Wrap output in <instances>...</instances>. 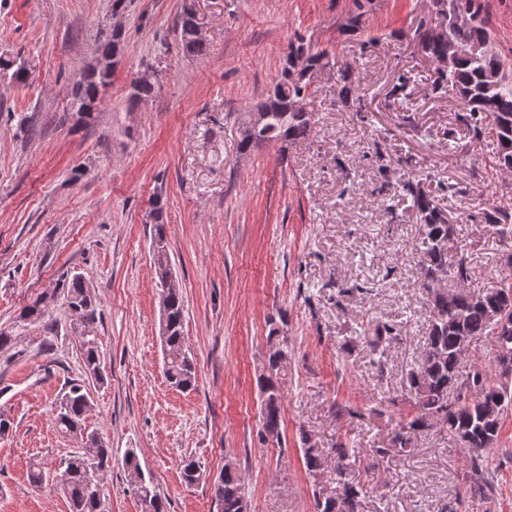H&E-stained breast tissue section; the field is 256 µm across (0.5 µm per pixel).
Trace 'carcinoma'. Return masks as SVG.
I'll return each mask as SVG.
<instances>
[{
  "instance_id": "carcinoma-1",
  "label": "carcinoma",
  "mask_w": 512,
  "mask_h": 512,
  "mask_svg": "<svg viewBox=\"0 0 512 512\" xmlns=\"http://www.w3.org/2000/svg\"><path fill=\"white\" fill-rule=\"evenodd\" d=\"M484 0H433L435 13L442 18L446 38H426L417 29L414 38L436 69L433 86L436 90L451 89L465 105L460 117L469 134L475 138L486 135L495 142L494 165L499 170L512 169V70L507 68L494 49ZM357 13L342 25L343 32L356 35L364 31L363 2L356 0ZM458 14L469 15L472 22L457 23ZM182 49L189 55L203 53L204 44L196 34L193 9L183 10L178 21ZM122 31L115 27L110 36L99 42L95 53L102 65L88 70L73 83L69 93L70 111L84 114L80 122L88 125L94 119L101 103L100 94L111 83L112 73L121 51ZM303 69L320 65L328 52L303 36L288 45L278 80L255 110L268 114L257 129L239 134V148L246 153L264 142L294 144L309 136L311 113L294 109L307 91L304 75L294 69L292 59ZM0 68L12 71L11 77L19 83L28 79V69L22 62L5 60ZM157 78L141 74L132 80L133 98L137 101L152 95ZM336 84L338 98L348 107L361 101L358 86L352 74L340 71ZM402 200L409 202L415 213L422 249L417 270L424 290L428 328L420 354L407 370L404 389L410 399L401 429L389 440V446L377 449L386 455H400L410 451L411 435L417 431L437 429L450 443L464 449L470 462V490L486 494L492 490L485 476V458L497 447L503 416L512 411V366L502 371L504 359L512 362V273L501 277L499 285L483 294L471 293L466 283L471 276V255L462 248L456 225L433 197L421 187V182H403L399 185ZM165 203L157 195L150 213L153 224L154 271L159 291L164 293L168 333L164 346V374L171 384L189 390L196 384V371L186 348L183 333L184 300L180 289L164 288V277L170 260L164 231ZM484 220L497 227L500 240L512 242V213L495 208L484 213ZM455 289L447 288L448 282ZM63 299L68 328L82 342L86 375L95 381L103 380V371L94 339L88 336L89 327L98 317V306L90 285L79 273L60 281L56 288L38 297L21 312L25 321L37 324L46 341L57 335V321L45 312L58 299ZM267 336L266 371L258 374L257 386L261 397V421L257 437L265 434L281 437V408L283 394L278 377L287 367L290 349L286 331L270 320ZM393 328L386 322L363 324L358 339L377 356L376 364L383 367L385 352L392 339ZM492 338L494 355L487 364L465 365V345L475 339ZM92 401L85 382L72 381L53 413L54 425L67 437L79 442L88 436L99 435V430L86 425V416ZM352 454L346 448L337 449L336 476L342 483V492L336 497L316 499V512H363V488L349 479ZM112 469V448L109 444L92 445L71 455L65 462L59 486L69 502L71 512H106V504L95 473L106 475ZM140 500L142 512H168L167 500L158 491L151 475H143L133 486ZM212 498L217 512H250V503L244 485L232 459L224 464V471L212 483Z\"/></svg>"
}]
</instances>
